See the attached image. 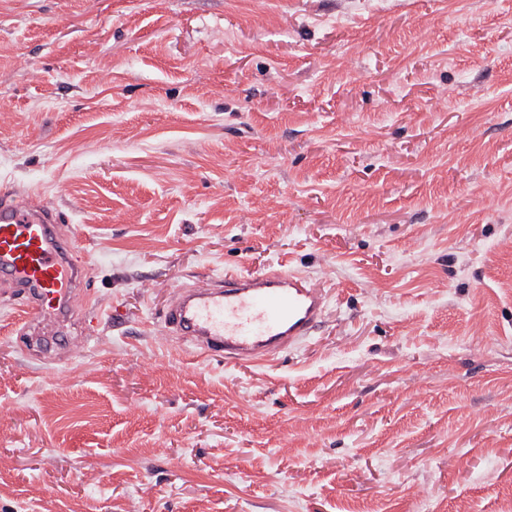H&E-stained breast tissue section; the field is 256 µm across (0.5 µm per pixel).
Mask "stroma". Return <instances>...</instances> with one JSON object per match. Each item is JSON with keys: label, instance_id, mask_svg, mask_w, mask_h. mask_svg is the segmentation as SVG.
Segmentation results:
<instances>
[{"label": "stroma", "instance_id": "stroma-1", "mask_svg": "<svg viewBox=\"0 0 512 512\" xmlns=\"http://www.w3.org/2000/svg\"><path fill=\"white\" fill-rule=\"evenodd\" d=\"M3 183L89 303L27 348L0 282V512H512V0H0ZM281 263L273 364L158 344Z\"/></svg>", "mask_w": 512, "mask_h": 512}]
</instances>
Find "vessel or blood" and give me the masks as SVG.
I'll return each instance as SVG.
<instances>
[{
    "instance_id": "obj_1",
    "label": "vessel or blood",
    "mask_w": 512,
    "mask_h": 512,
    "mask_svg": "<svg viewBox=\"0 0 512 512\" xmlns=\"http://www.w3.org/2000/svg\"><path fill=\"white\" fill-rule=\"evenodd\" d=\"M59 215L32 191L0 189V281L26 292L18 331L65 309L79 295L66 259L77 239L53 236ZM325 289L285 266L256 276L199 278L175 291L164 315L168 333L202 356L264 365L307 340L326 308Z\"/></svg>"
}]
</instances>
